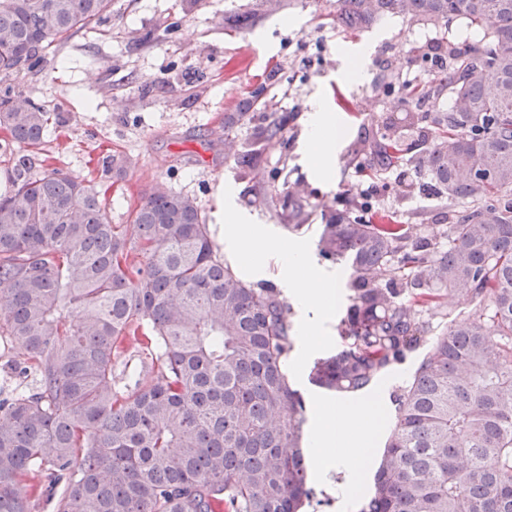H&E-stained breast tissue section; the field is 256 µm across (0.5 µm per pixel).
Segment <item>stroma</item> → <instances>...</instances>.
Listing matches in <instances>:
<instances>
[{"label": "stroma", "mask_w": 512, "mask_h": 512, "mask_svg": "<svg viewBox=\"0 0 512 512\" xmlns=\"http://www.w3.org/2000/svg\"><path fill=\"white\" fill-rule=\"evenodd\" d=\"M248 8L257 14L252 29L226 23V16ZM444 38L477 45L482 34L457 19L435 28L396 17L346 39L323 19L314 0H280L274 8L264 0H113L111 22L80 30L49 52L41 71L15 80V100L42 103L58 113L42 149L65 171L95 179L106 190L113 223H126L128 208L162 185L194 198L215 233L218 191L225 188L246 223L265 225L277 242L301 244L310 266L345 283L349 269L321 259L316 241L322 211L343 206L347 193H370L409 224L427 214L424 233L441 232L445 210L434 191L397 193L400 184L414 180V171L384 172L380 180L388 189L382 192L373 189L348 150L379 115L393 109V99L375 96L373 78L387 66H404L410 46ZM357 59L364 72L353 79L349 70ZM259 83L266 86V110L289 114L290 121L287 151L262 150L258 169L265 174L287 167L289 183L300 185L312 215L308 227L297 231L288 229V215L270 199L266 185L238 176L237 153L250 142L262 113L250 101ZM319 97L341 117L332 170L325 177L304 150L307 115ZM228 112L244 115L229 132ZM116 152L127 159L120 173L103 164ZM349 295L348 288L340 289L336 310L322 326L325 344L306 355L294 378L307 408L330 399L309 383L308 374L315 358L336 349ZM311 484L315 496L302 512H345L343 473Z\"/></svg>", "instance_id": "1"}]
</instances>
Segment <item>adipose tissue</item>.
<instances>
[{
  "mask_svg": "<svg viewBox=\"0 0 512 512\" xmlns=\"http://www.w3.org/2000/svg\"><path fill=\"white\" fill-rule=\"evenodd\" d=\"M339 118L322 99H315L306 122V145L313 166L327 171L336 147ZM220 233L234 258L261 271L275 265L278 276L287 283L291 295L303 307L319 308L329 316L336 306L335 277H325L309 265L302 245L273 243L262 226L243 223L235 210L222 215ZM316 421L308 449L317 476L342 469L358 476L368 462L367 453L384 425L381 402H336L315 407Z\"/></svg>",
  "mask_w": 512,
  "mask_h": 512,
  "instance_id": "obj_1",
  "label": "adipose tissue"
}]
</instances>
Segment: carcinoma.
<instances>
[{"label":"carcinoma","instance_id":"cac0c4a2","mask_svg":"<svg viewBox=\"0 0 512 512\" xmlns=\"http://www.w3.org/2000/svg\"><path fill=\"white\" fill-rule=\"evenodd\" d=\"M112 0H0V512H301L314 497L302 448L306 405L284 370L290 305L272 284L227 264L193 198L158 188L111 222L101 191L34 152L52 112L13 104L12 81L47 50L105 19ZM388 17L461 19L483 44L413 46L403 71L374 79L396 111L351 147L370 177L425 174L452 208L448 247L368 199L325 219L317 243L346 261L352 292L342 347L309 382L367 393L396 362L429 348L393 394L395 421L360 512H512V0H336V27L357 37ZM450 96L465 111L429 112ZM288 114L263 117L238 154L288 148ZM293 224L309 204L288 188ZM473 316L428 338L424 309ZM147 367L117 386L130 339Z\"/></svg>","mask_w":512,"mask_h":512}]
</instances>
